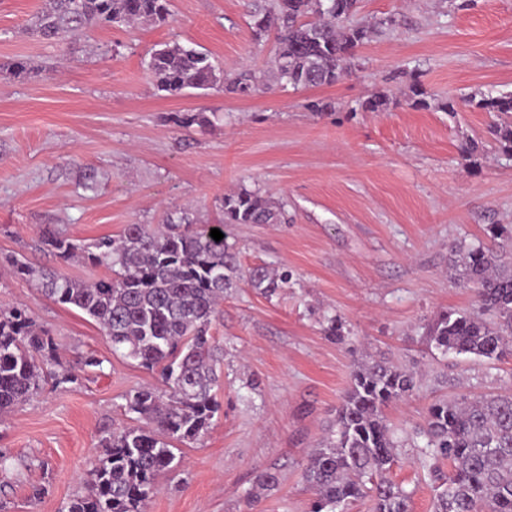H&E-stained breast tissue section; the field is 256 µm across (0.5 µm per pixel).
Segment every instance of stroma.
<instances>
[{
	"label": "stroma",
	"instance_id": "35a3bbf8",
	"mask_svg": "<svg viewBox=\"0 0 512 512\" xmlns=\"http://www.w3.org/2000/svg\"><path fill=\"white\" fill-rule=\"evenodd\" d=\"M44 4L0 0V306L26 305L65 365L94 355L103 370L46 385L0 418V452L12 459L0 472V512H61L103 441L126 424V393L157 381L113 352L82 312L12 274L9 258L22 255L85 281L107 276L37 247L48 225L85 240L183 213L218 224L224 194L241 187L284 210V223L231 228L243 267L285 266L292 278L271 298L245 285L225 297L211 325L220 414L181 446L146 512H308L302 469L361 359L422 371L420 392L385 410L400 429L420 422L436 396L512 389V357H444L425 339L440 312L475 308L471 286L448 276L451 251L512 225V159L492 149L489 115L467 103L512 92V0H360L356 22L390 15L394 25L358 48L336 84L299 90L274 78V43L254 37L247 0H170L169 23L94 27L62 43L28 30ZM174 42L225 71H256L263 90L158 92L144 58ZM19 59L39 78L2 73ZM414 82L429 107L407 104ZM377 91L396 107L359 111ZM322 99L335 111L309 110ZM449 100L452 116L441 108ZM183 112L205 121L180 127L173 118ZM328 315L340 318L343 341L325 336ZM269 467L280 469V486L247 506ZM387 477L412 490V512H431L433 487L413 449Z\"/></svg>",
	"mask_w": 512,
	"mask_h": 512
}]
</instances>
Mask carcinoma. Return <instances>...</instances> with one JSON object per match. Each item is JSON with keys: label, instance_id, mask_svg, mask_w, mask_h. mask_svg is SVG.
Wrapping results in <instances>:
<instances>
[{"label": "carcinoma", "instance_id": "cac0c4a2", "mask_svg": "<svg viewBox=\"0 0 512 512\" xmlns=\"http://www.w3.org/2000/svg\"><path fill=\"white\" fill-rule=\"evenodd\" d=\"M169 0H48L32 28L58 42L100 25L164 22ZM359 0H254V33L274 34L275 78L294 89L332 85L352 68L355 50L393 25L390 16L372 26L351 23ZM147 70L157 90L222 87L251 96L261 83L250 71L227 73L210 56L179 43L150 52ZM472 107L491 115L487 132L512 157V93L470 96ZM396 101L376 92L365 112H386ZM224 224H280L282 207L242 188L221 201ZM211 227L186 216L168 217L164 229L128 224L115 239L71 238L45 228L41 244L64 262L80 259L111 275L91 283L57 269H36L16 257V276L37 279L42 293L90 317L112 345L148 370L162 387L142 386L125 396L130 423L112 433L105 452L85 475V491L64 512H144L157 492L158 477L176 466L179 444L198 440L218 404V348L209 330L218 302L245 284L271 298L288 285V272L265 265L242 268L227 239L215 241ZM464 278L475 288L477 310L445 312L427 328L431 347L446 356L500 360L512 356V227L492 230V240L460 256ZM78 381L65 368L49 331L22 306L0 309V415L37 396L47 379ZM422 376L391 361L363 360L336 405L329 433L312 449L303 479L312 492L310 512H349L358 501L368 512H412V493L384 478L412 442L417 464L434 485L432 512H512V390L477 398L443 397L424 420L399 436L385 408L417 394ZM448 464L450 472L442 469ZM280 484L274 468L259 472L247 503Z\"/></svg>", "mask_w": 512, "mask_h": 512}]
</instances>
